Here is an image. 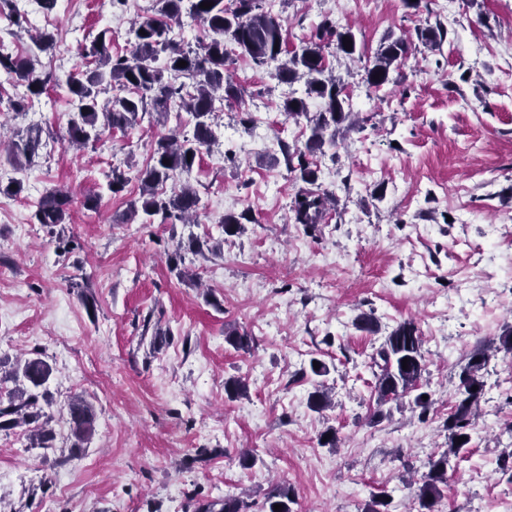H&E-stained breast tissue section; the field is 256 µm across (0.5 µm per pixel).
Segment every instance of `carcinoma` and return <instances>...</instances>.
Wrapping results in <instances>:
<instances>
[{
    "label": "carcinoma",
    "mask_w": 512,
    "mask_h": 512,
    "mask_svg": "<svg viewBox=\"0 0 512 512\" xmlns=\"http://www.w3.org/2000/svg\"><path fill=\"white\" fill-rule=\"evenodd\" d=\"M203 0H155V15L134 23L135 44L128 55L114 56L109 50L112 37L103 30L84 47V56L90 59L85 69L67 79V87L75 103L73 118L68 122L65 141L71 147L85 148L100 140L107 130H127L140 123L152 112L163 118L168 115L172 102L189 116L192 133H171L160 136L154 145L149 162L143 167L130 162L129 170L119 167L107 175L108 190L117 195L130 181H137L138 198L130 203L133 216L142 215L147 223L155 218L161 222L175 219L186 222L197 215L200 197L189 184L174 186L170 192L159 190L178 170H188L202 151L209 148L214 138L212 123L215 119L216 99H239L244 90L230 80H224V67L229 60L228 46L242 55L249 56L260 66L275 64L274 77L280 82L304 81L306 97H291L284 102L283 111L296 125L308 132L304 148H288V171L297 181L305 184L291 205L294 221L306 228L322 223L326 214L335 207L336 196L321 188L318 183L317 164L309 157L325 155L326 150L339 148V136L350 129L362 127L364 120L352 111L345 94L341 77L328 66L324 50L331 47L336 57L352 61L361 59L357 40L350 29L339 30L331 21L323 20L308 39L298 46L287 47L281 32V23L268 13L262 0H210L212 6L200 8ZM200 20L210 32V41L202 52L186 49L171 37V23L180 21L183 14ZM446 32L440 27L426 26L416 29V38L423 47L435 50L445 40ZM352 41L346 49L343 39ZM31 45L27 54L15 56L0 46V75L26 86L30 96L38 97L53 81V75L38 71L40 56L53 48V36L47 32L30 35ZM412 40L404 34L388 35L379 45L372 62L364 66L363 81L379 88L392 81V73L400 70ZM186 61L183 68L177 66ZM379 78H373V75ZM120 93L100 102L99 97L108 89ZM317 98L321 108L309 111L306 98ZM50 130L39 126L27 128L12 136L8 147L0 151V164L14 168L30 163L38 154L42 135ZM72 202L70 192L50 188L40 198L35 211L37 223L54 225L62 223ZM245 215L224 216L220 221L224 233L242 235L246 231L241 219ZM221 243L191 241L186 251L204 260L220 250ZM224 339L231 346L249 348L250 336L228 326ZM422 339L411 321L400 323L386 338L372 357L380 369L374 386L377 401L385 404L402 398L418 389L425 370L421 352ZM408 359V367L402 360ZM482 351L473 352L459 374L460 399L448 416L450 431L448 448L429 462L428 472L421 479L417 500L419 512H434L433 507L441 496V487L448 484V465L468 445V429L476 416L477 405L483 390L482 370L486 365ZM50 364L35 352L9 374L14 388L7 401L0 400V431L21 425H34L32 447L55 449L57 434L51 422L53 416L43 410L42 403L49 402L46 384L51 376ZM312 374L316 382L308 396L309 407L321 411L329 406V388L322 380L328 374L324 362ZM477 390H472V387ZM60 416L68 424L71 452L83 448L94 432L95 412L82 397L75 396L60 406ZM465 441L459 443L457 439ZM293 502L288 487H280L266 500L265 512H275L274 505L282 506L280 512H293ZM199 512H249V504L240 498H228L216 510L210 505Z\"/></svg>",
    "instance_id": "1"
}]
</instances>
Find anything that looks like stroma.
<instances>
[{"instance_id":"35a3bbf8","label":"stroma","mask_w":512,"mask_h":512,"mask_svg":"<svg viewBox=\"0 0 512 512\" xmlns=\"http://www.w3.org/2000/svg\"><path fill=\"white\" fill-rule=\"evenodd\" d=\"M13 2L29 29L0 14V40L22 55L29 30L52 32L40 61L57 82L16 112L24 89L0 77V135L53 132L30 165L0 166V181L23 185L0 195V368L42 351L55 404L83 396L96 423L75 454L31 447L23 427L0 431V512H196L241 494L263 512L281 485L293 512H365L383 491L389 512H417L415 482L448 446L458 375L477 349L489 353L484 394L434 512H512V471L500 467L512 450V354L496 349L512 324V0H421L416 11L403 0H265L292 47L325 17L368 60L388 34L447 32L439 50L412 44L402 78L379 88L361 64L328 57L366 123L317 160L338 205L313 233L290 210L301 184L281 146L304 138L270 68L232 53L227 72L244 94L216 102L210 151L173 178L197 190L199 221L149 224L128 211L136 184L115 196L106 176L130 158L145 164L183 120L151 114L79 152L60 136L84 46L107 29L112 55L128 54L153 0ZM53 187L73 201L47 228L31 216ZM89 192L101 193L98 210L84 207ZM242 212L245 234L226 235L221 218ZM192 238L221 242L220 254L173 261ZM363 312L373 331L357 327ZM406 320L422 334L425 412L410 396L376 403L371 357ZM229 325L251 336L249 350L225 341ZM314 358L329 368L321 412L308 405ZM231 377L247 380V397L228 398ZM328 431L335 447L320 443Z\"/></svg>"}]
</instances>
